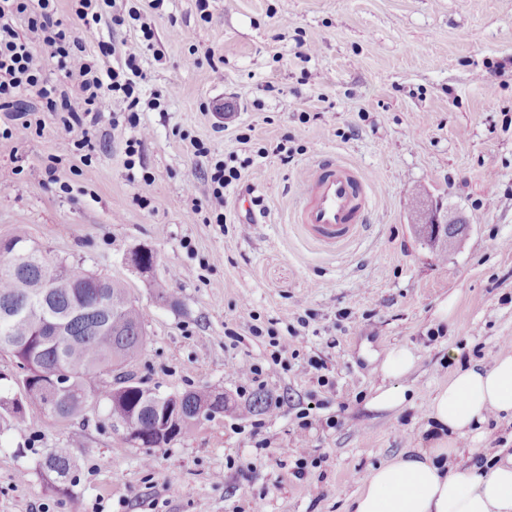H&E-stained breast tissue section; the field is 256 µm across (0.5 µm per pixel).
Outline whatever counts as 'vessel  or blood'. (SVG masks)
Returning a JSON list of instances; mask_svg holds the SVG:
<instances>
[{
    "label": "vessel or blood",
    "mask_w": 512,
    "mask_h": 512,
    "mask_svg": "<svg viewBox=\"0 0 512 512\" xmlns=\"http://www.w3.org/2000/svg\"><path fill=\"white\" fill-rule=\"evenodd\" d=\"M371 210V186L362 168L351 162L322 158L307 171L294 221L310 240L334 248L360 234Z\"/></svg>",
    "instance_id": "obj_1"
}]
</instances>
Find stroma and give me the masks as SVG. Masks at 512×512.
Here are the masks:
<instances>
[{
  "label": "stroma",
  "instance_id": "1",
  "mask_svg": "<svg viewBox=\"0 0 512 512\" xmlns=\"http://www.w3.org/2000/svg\"><path fill=\"white\" fill-rule=\"evenodd\" d=\"M127 4L141 21L116 30L106 19L85 38L131 39L145 25L154 33L141 61L142 98L161 102L142 114L152 184L132 178L129 133L106 121L90 131L89 163L72 151L49 181L61 130L41 112V127L0 139V183L10 187L0 238L26 235L121 281L148 334L130 372L163 394L224 393L229 408L150 452L113 433L104 404L59 424L28 410L0 432V512H348L371 468L428 439L436 387L512 339V0ZM196 141L220 159L257 156L244 182L259 211L237 210L233 188L226 224L189 216L208 203V158L194 156ZM282 144L291 163L280 160ZM328 156L362 167L373 207L361 234L333 250L292 220L308 166ZM437 203L467 224L444 260L414 231L417 208ZM142 245L157 256L146 273L125 261ZM159 285L179 309L156 300ZM301 318L308 326L295 341L287 328ZM253 325L278 332L281 361ZM396 345L418 357L413 403L369 411L380 361ZM242 361L262 366V393L281 408L253 410L240 398L233 366ZM63 442L75 468L59 491L39 464ZM459 446L474 462L511 454L512 421L489 420Z\"/></svg>",
  "mask_w": 512,
  "mask_h": 512
}]
</instances>
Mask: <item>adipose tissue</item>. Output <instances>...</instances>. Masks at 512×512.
Returning a JSON list of instances; mask_svg holds the SVG:
<instances>
[{
    "label": "adipose tissue",
    "mask_w": 512,
    "mask_h": 512,
    "mask_svg": "<svg viewBox=\"0 0 512 512\" xmlns=\"http://www.w3.org/2000/svg\"><path fill=\"white\" fill-rule=\"evenodd\" d=\"M417 362L408 347L386 350L380 371L390 383L375 391L368 408L397 412L409 406L403 380ZM428 415L445 436L372 469L350 498L352 512H512V454L493 455L487 468L477 470L466 466L456 445L488 416L512 418V352L457 371L431 397Z\"/></svg>",
    "instance_id": "ef3b65f1"
}]
</instances>
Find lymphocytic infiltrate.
I'll return each mask as SVG.
<instances>
[{"instance_id":"obj_1","label":"lymphocytic infiltrate","mask_w":512,"mask_h":512,"mask_svg":"<svg viewBox=\"0 0 512 512\" xmlns=\"http://www.w3.org/2000/svg\"><path fill=\"white\" fill-rule=\"evenodd\" d=\"M57 0H0V110L9 111L22 128H30L29 111L16 109L19 97L37 96L45 111L53 113L65 132L84 122L99 123L111 114L113 126L128 127L125 164L135 168L140 148L151 130L139 113L141 87L146 75L139 62L146 50L143 40L98 41L88 47L79 29H92L102 21L105 7H112V23L124 25L117 0H72L73 24L58 16ZM26 19L18 28V19ZM42 44L36 55L32 42ZM119 109H110V101ZM252 158L232 165L223 160L211 164L207 173L209 199L216 223L224 221V193L241 184Z\"/></svg>"}]
</instances>
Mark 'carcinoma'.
I'll return each mask as SVG.
<instances>
[{
  "instance_id": "carcinoma-1",
  "label": "carcinoma",
  "mask_w": 512,
  "mask_h": 512,
  "mask_svg": "<svg viewBox=\"0 0 512 512\" xmlns=\"http://www.w3.org/2000/svg\"><path fill=\"white\" fill-rule=\"evenodd\" d=\"M427 211L420 212L416 232L438 257L448 256L447 240L461 232V226L446 227V239L427 231ZM56 258L47 248L14 235L0 246V302L11 304L12 318L0 316V337L12 336L18 349L16 361L28 369L19 397L0 396V421L23 422L27 409L35 408L53 422H63L84 415L88 398L106 404L111 425L139 424L154 427L158 414L179 408L167 423V432L155 436L147 449L164 448L188 436L198 424L224 413V394L207 388L166 396L144 387L129 373L118 371L138 359L147 340L145 319L127 288L111 279L101 283L81 263L62 261L60 277L50 276ZM46 298H40L41 289ZM73 373L69 388L49 401L47 374L59 363ZM126 387L119 388L120 383ZM50 485L70 481L74 462L66 446L53 448L40 463Z\"/></svg>"
}]
</instances>
